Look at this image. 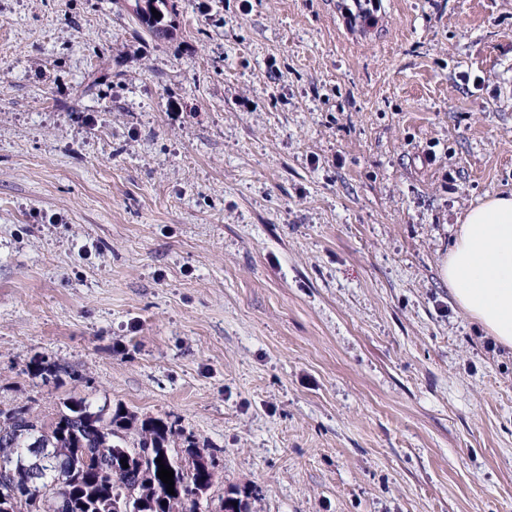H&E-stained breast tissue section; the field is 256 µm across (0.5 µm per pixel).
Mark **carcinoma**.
<instances>
[{
  "instance_id": "cac0c4a2",
  "label": "carcinoma",
  "mask_w": 512,
  "mask_h": 512,
  "mask_svg": "<svg viewBox=\"0 0 512 512\" xmlns=\"http://www.w3.org/2000/svg\"><path fill=\"white\" fill-rule=\"evenodd\" d=\"M156 9L159 15L152 14ZM176 11L175 0H137L141 25L156 34ZM28 372L35 378L61 381L60 374L76 379L59 363L34 360ZM37 434L46 446L41 455L43 493L36 497L20 478L0 484V497L13 500L18 512H114L127 498L139 502L138 512H198L197 500L188 490H210L213 466L191 436L176 422L149 417L142 420L109 402L96 405L89 398L70 395L51 414L28 404L0 407V463L26 446L27 436ZM184 438L188 466L175 460L171 444ZM162 462H157V459ZM128 467H123V464ZM174 471V492L157 476L159 464ZM249 494L232 489L221 499L220 512H248Z\"/></svg>"
}]
</instances>
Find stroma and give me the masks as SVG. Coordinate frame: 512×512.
<instances>
[{
    "mask_svg": "<svg viewBox=\"0 0 512 512\" xmlns=\"http://www.w3.org/2000/svg\"><path fill=\"white\" fill-rule=\"evenodd\" d=\"M511 192L512 0H0V405L179 420L212 512H512L439 275ZM136 15L141 25L152 34L164 30L166 27V18L176 11V5L173 0H137ZM155 8L159 12L158 18L151 12ZM28 373H31L34 378L41 377L42 380L45 381L49 380L50 378L56 382L61 381V384H63V381L60 377L61 373L67 375L70 379H73V381H78L79 379H81V377L76 379L77 377L75 376V374L69 372L67 370V367L62 364L55 362L45 363L44 361L39 360H33L30 363Z\"/></svg>",
    "mask_w": 512,
    "mask_h": 512,
    "instance_id": "35a3bbf8",
    "label": "stroma"
}]
</instances>
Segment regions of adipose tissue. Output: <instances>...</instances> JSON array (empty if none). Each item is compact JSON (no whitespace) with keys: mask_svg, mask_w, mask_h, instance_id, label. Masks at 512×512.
I'll return each mask as SVG.
<instances>
[{"mask_svg":"<svg viewBox=\"0 0 512 512\" xmlns=\"http://www.w3.org/2000/svg\"><path fill=\"white\" fill-rule=\"evenodd\" d=\"M439 274L460 309L512 348V195L486 198L462 214Z\"/></svg>","mask_w":512,"mask_h":512,"instance_id":"1","label":"adipose tissue"}]
</instances>
